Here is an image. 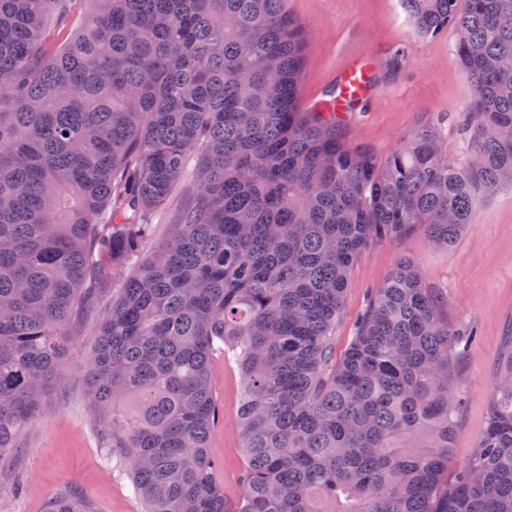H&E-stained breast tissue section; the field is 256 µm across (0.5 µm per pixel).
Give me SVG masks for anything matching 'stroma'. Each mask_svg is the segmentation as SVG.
<instances>
[{
  "instance_id": "35a3bbf8",
  "label": "stroma",
  "mask_w": 512,
  "mask_h": 512,
  "mask_svg": "<svg viewBox=\"0 0 512 512\" xmlns=\"http://www.w3.org/2000/svg\"><path fill=\"white\" fill-rule=\"evenodd\" d=\"M306 27L301 97L304 107L327 100L341 71L363 59L375 66V85L363 111L348 113L343 132L349 142L384 159L425 117L440 119V136L449 159L461 160L467 135L460 123L472 97L468 74L458 62L455 35L415 34L400 0H285ZM198 189L196 159L166 207L154 219V240L177 223ZM412 260L434 293L446 304L449 321H467L478 336L455 362L464 394L448 471L456 473L472 458L491 409L494 367L503 338L512 332V185L478 201L471 223L448 248L434 246L420 230L370 247L354 264L336 324L334 346L344 355L370 290L381 286L399 259ZM93 333L82 317L72 321L65 366L54 379L43 407L20 435V452L0 464V512H46L51 498L75 494L93 512H142L125 465L106 455L87 400L85 360ZM210 382L221 417L211 430L209 453L216 479L228 500L241 494L244 456L236 410L240 374L212 359Z\"/></svg>"
}]
</instances>
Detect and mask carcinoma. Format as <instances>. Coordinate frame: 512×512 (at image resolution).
I'll return each mask as SVG.
<instances>
[{"label":"carcinoma","mask_w":512,"mask_h":512,"mask_svg":"<svg viewBox=\"0 0 512 512\" xmlns=\"http://www.w3.org/2000/svg\"><path fill=\"white\" fill-rule=\"evenodd\" d=\"M449 30L473 96L466 160L422 122L379 161L300 104L305 26L284 0H0V463L112 295L86 362L104 447L145 512H512V336L477 452L452 479L476 335L399 260L338 358L352 266L426 232L447 247L512 184V0H401ZM199 157V188L145 254ZM235 364L245 470L208 453L216 347ZM46 512H90L76 495Z\"/></svg>","instance_id":"carcinoma-1"}]
</instances>
